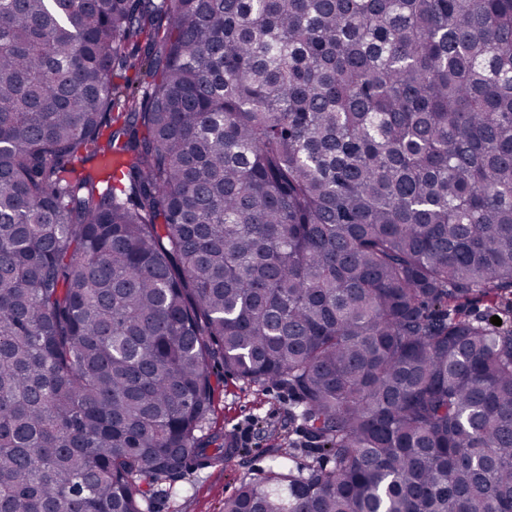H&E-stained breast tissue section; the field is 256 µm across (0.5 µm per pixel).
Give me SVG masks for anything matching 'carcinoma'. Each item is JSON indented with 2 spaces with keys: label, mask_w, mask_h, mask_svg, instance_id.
<instances>
[{
  "label": "carcinoma",
  "mask_w": 512,
  "mask_h": 512,
  "mask_svg": "<svg viewBox=\"0 0 512 512\" xmlns=\"http://www.w3.org/2000/svg\"><path fill=\"white\" fill-rule=\"evenodd\" d=\"M503 306L512 0H0V512H149L218 365L316 451L224 512H512Z\"/></svg>",
  "instance_id": "carcinoma-1"
}]
</instances>
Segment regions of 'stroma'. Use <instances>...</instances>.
<instances>
[{"label":"stroma","mask_w":512,"mask_h":512,"mask_svg":"<svg viewBox=\"0 0 512 512\" xmlns=\"http://www.w3.org/2000/svg\"><path fill=\"white\" fill-rule=\"evenodd\" d=\"M295 398L280 384L256 385L227 372L213 380L206 430L221 429L238 436L249 429L248 441L234 456L206 468H192L174 481L154 484L152 512H224L225 499L245 483L263 481L277 465V451L292 450L295 463H306L309 450Z\"/></svg>","instance_id":"stroma-1"}]
</instances>
